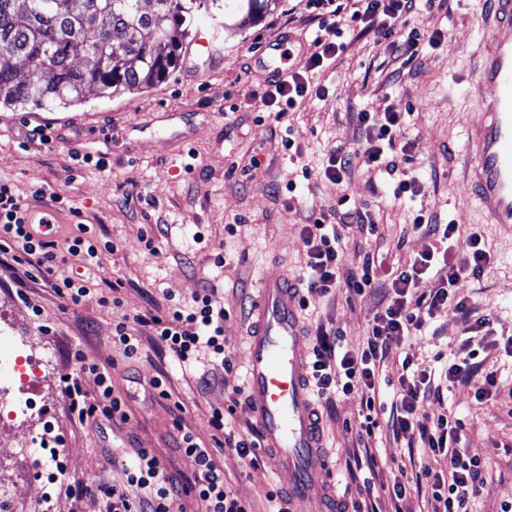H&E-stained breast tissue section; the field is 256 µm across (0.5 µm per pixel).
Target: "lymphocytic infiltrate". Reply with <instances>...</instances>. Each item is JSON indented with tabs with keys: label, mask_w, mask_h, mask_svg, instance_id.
Masks as SVG:
<instances>
[{
	"label": "lymphocytic infiltrate",
	"mask_w": 512,
	"mask_h": 512,
	"mask_svg": "<svg viewBox=\"0 0 512 512\" xmlns=\"http://www.w3.org/2000/svg\"><path fill=\"white\" fill-rule=\"evenodd\" d=\"M436 3L437 0H310L314 50L301 70L269 82L263 96L266 106L276 108V116L281 119L299 99L312 94L324 97V88L315 86L312 76L328 68L344 50L343 36L351 24L392 39L395 52L418 59L421 40L417 32H409L402 40L396 38L395 32L419 9L434 8ZM353 121L358 139L352 146L332 150L319 171L321 178L341 184L354 164L359 163L392 177L394 198L412 200L421 195L422 182L403 167L417 149L415 140L407 135L403 113L364 110L354 113ZM31 197V202L48 197L69 214L79 213L70 199L57 193L45 194L43 188H34ZM31 202H23L12 183L0 178V263L10 261L32 270L35 280L51 288L66 305H79L97 277L103 242L86 224L79 225L76 235L61 241L46 237L35 221ZM351 227L376 234V217L367 208L350 207L333 215H319L300 230L305 248V269L299 277L302 308H309L312 299L329 298L343 289L359 294L371 291L381 297L380 307L369 319L364 341L357 348L347 346L341 331L316 327V342L310 353L313 394L318 399L333 393L359 397L358 420L346 428L359 447H367L379 415L384 414L395 439L410 444L418 441L433 449L439 465L422 464L414 473L413 487L394 483L392 499L406 500L410 489L424 488L431 493L434 512H474V502L487 483L485 462L461 448L460 419L445 413L430 416L424 405L442 400L444 386L469 383L471 361L478 356V349L463 344L447 364L440 385L434 382L429 369L413 368L411 359H403L393 386L395 400L388 407L377 400L378 371L391 352L404 346L410 336L427 329L442 306L452 301L459 310H467L466 300L456 299L454 288L462 277L479 274L489 263L491 253L482 234L474 230L469 234L468 259L455 263L451 255L458 232L455 221L419 210L412 214L401 238L402 243L417 244V251L409 264L381 279L376 274V260L370 256L357 270L345 269V232ZM431 275L436 277L437 287L426 294L419 292V283ZM228 316V311L218 304L214 288L205 286L192 304L170 300L165 307L140 317L137 325L124 321L113 325L112 340L122 346L127 358H139L141 346L136 328L146 326L152 331L154 343L179 364L191 365L197 353L205 349L228 372L234 367L224 346V322ZM73 357L77 371L63 376L71 398V413L81 420L126 419L125 402L115 390L110 373L100 372V393L88 396L80 383V374L87 369L85 358L78 351ZM179 446L197 465L198 474L190 487H180L159 459L142 450L124 462L126 485L100 486L109 512H176L175 505L186 491L205 502L207 512H252L250 505L226 483L213 449L188 432L182 434Z\"/></svg>",
	"instance_id": "obj_1"
}]
</instances>
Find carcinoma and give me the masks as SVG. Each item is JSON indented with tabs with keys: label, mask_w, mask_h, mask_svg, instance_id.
Returning a JSON list of instances; mask_svg holds the SVG:
<instances>
[{
	"label": "carcinoma",
	"mask_w": 512,
	"mask_h": 512,
	"mask_svg": "<svg viewBox=\"0 0 512 512\" xmlns=\"http://www.w3.org/2000/svg\"><path fill=\"white\" fill-rule=\"evenodd\" d=\"M0 0V104L53 111L141 90L176 69L183 42L271 0Z\"/></svg>",
	"instance_id": "cac0c4a2"
}]
</instances>
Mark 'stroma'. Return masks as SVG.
Listing matches in <instances>:
<instances>
[{
    "instance_id": "35a3bbf8",
    "label": "stroma",
    "mask_w": 512,
    "mask_h": 512,
    "mask_svg": "<svg viewBox=\"0 0 512 512\" xmlns=\"http://www.w3.org/2000/svg\"><path fill=\"white\" fill-rule=\"evenodd\" d=\"M482 10L481 0H447L443 10L417 14L408 26L421 36L438 28L451 34L448 47L428 50L420 60L393 55L380 35L345 34V51L319 76L327 97L299 100L284 122L261 102L267 84L261 52L303 36L310 25L309 0H276L243 27L227 22L219 34L223 69L203 65L186 76L195 57L189 42L173 75L152 88L94 97L52 112L0 109V177L10 180L24 199L35 186L67 196L80 209L81 223L93 225L102 240L114 244L100 255L95 289L76 307H65L40 282L17 283L16 269L0 265V334L12 337L16 347L43 364L41 413L19 416L0 428V512H107L99 485L125 484L121 460L142 449L163 462L178 482L192 479L196 463L181 451L178 439L187 430L213 446V409L227 408L234 389L246 385L249 303L261 270L275 259L288 275L299 276L305 266L302 224L313 214L338 210L341 198L379 217L377 237L350 232L346 267L360 266L368 252L377 256L384 274L408 264L413 250L398 248L397 241L412 211L420 209L455 219L458 261L469 256L467 235L474 227L492 254L479 276L461 279L456 288L469 301L470 313L442 307L433 322L436 335L413 337L390 354L383 378L396 379L399 360L406 356L419 364L439 351L453 355L461 329L480 317L493 319L498 337L512 335V233L484 223L463 174L467 130L478 121L479 111L461 90L475 77ZM388 108L405 113L408 130L418 141L409 167L424 179V194L395 201L387 194V177L360 166L342 184L321 180L318 170L329 151L352 145L357 135L352 113ZM38 125L46 127L50 144L26 140V127ZM286 126L300 149L295 159L281 145ZM114 131L119 140H111ZM91 148L106 153V168L83 167L72 159V151ZM305 167L310 177H303ZM291 180L302 199L288 210L277 190ZM160 223L165 235L157 252H148L142 238L155 233ZM228 224L239 227L229 245L224 242ZM225 248L231 253L229 264L216 266L214 258ZM115 282L120 285L116 291L111 288ZM205 283L215 288L217 301L230 313L224 342L233 357L232 371H213L205 352L186 370L151 345H144L137 361L113 345V324L134 321L168 294L191 303ZM22 291L27 300L19 299ZM113 293L119 305L103 306L101 297ZM34 303L42 307L43 320L34 318ZM377 308L372 294L340 293L302 311L301 317L309 328L318 321L339 328L356 344ZM44 321L50 332L42 331ZM77 349L87 361L113 364L112 382L124 398L127 420L82 423L71 415L61 377L71 371ZM483 367L496 373L495 396L476 401L475 386L483 381L477 375L471 386L452 389L447 407L464 424L462 447L488 465L490 479L475 503L477 512H500L502 502L512 503V355L496 347ZM163 375L170 396L151 399L148 381ZM319 407L327 477L349 504L356 496L359 470L342 422L355 420L359 401H323ZM47 418L54 426L48 449L36 441ZM372 452L384 483L377 507L391 512L388 486L407 481L413 464L433 460L434 452L407 448L383 424L375 431ZM216 461L225 481L251 503L253 512H266L267 493L281 489L288 479L263 455L252 465L227 450Z\"/></svg>"
}]
</instances>
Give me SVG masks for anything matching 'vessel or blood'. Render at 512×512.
<instances>
[{
    "label": "vessel or blood",
    "instance_id": "vessel-or-blood-1",
    "mask_svg": "<svg viewBox=\"0 0 512 512\" xmlns=\"http://www.w3.org/2000/svg\"><path fill=\"white\" fill-rule=\"evenodd\" d=\"M194 43L209 66L221 67L216 39L201 29ZM477 78L467 86L480 119L467 132L464 174L488 224L512 227V0H489L479 33ZM300 290L277 265L266 267L252 301L253 329L246 365L245 406L273 467L288 471L289 501L311 512H340L320 474L326 446L310 389Z\"/></svg>",
    "mask_w": 512,
    "mask_h": 512
}]
</instances>
